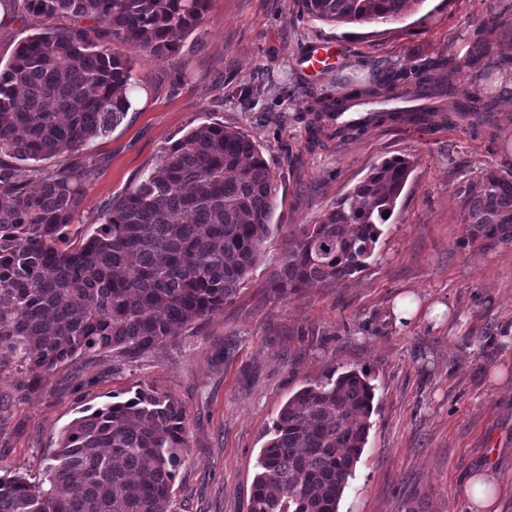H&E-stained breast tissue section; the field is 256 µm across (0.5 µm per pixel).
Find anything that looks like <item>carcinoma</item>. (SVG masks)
Listing matches in <instances>:
<instances>
[{
	"label": "carcinoma",
	"instance_id": "carcinoma-1",
	"mask_svg": "<svg viewBox=\"0 0 512 512\" xmlns=\"http://www.w3.org/2000/svg\"><path fill=\"white\" fill-rule=\"evenodd\" d=\"M27 2L40 23L72 17L107 25L44 28L0 66V361L19 358L32 389L77 356L151 352L173 339V329L223 311L279 225L278 183L259 145L209 122L164 148L154 170L101 212L97 231L71 247L67 230L82 210L87 169L62 163L29 189L16 180L17 164L76 152L111 133L131 108L132 65L122 47L160 58L179 53L210 0ZM300 2L313 20L359 27L398 22L425 0ZM454 70L447 59L432 62L416 74L425 103L378 111L333 135L356 137L418 111L435 119ZM387 79V98H403L408 77L392 71ZM364 97L376 92L311 95V133ZM478 102L460 101L456 116L487 122L494 102ZM412 171L409 159L384 160L318 223L297 225L266 290L284 297L364 271ZM458 195L467 242L512 246V169L487 170ZM374 396L367 376L351 370L289 398L261 450L250 512H339ZM184 420L176 401L149 388L83 412L47 455L40 481L0 475V512H172Z\"/></svg>",
	"mask_w": 512,
	"mask_h": 512
}]
</instances>
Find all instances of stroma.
<instances>
[{
  "instance_id": "stroma-1",
  "label": "stroma",
  "mask_w": 512,
  "mask_h": 512,
  "mask_svg": "<svg viewBox=\"0 0 512 512\" xmlns=\"http://www.w3.org/2000/svg\"><path fill=\"white\" fill-rule=\"evenodd\" d=\"M497 17L485 35L488 17ZM26 0H0V61L34 33ZM491 38V67L463 66L469 45ZM317 41L340 45L331 70L306 76L300 58ZM136 85L123 122L62 160H86L80 237L98 215L154 168L189 129L219 121L260 145L278 183L280 227L238 297L155 351L80 356L49 383L23 390L26 369L0 363V475L38 481L60 432L80 410L149 387L185 411L186 444L175 512H248L257 460L280 409L301 388L356 369L375 397L368 441L341 512H470L463 488L489 470L503 483L499 512H512V247L465 244L458 191L486 170L512 168V0H425L395 24L335 27L304 15L299 0H210L182 51L158 58L128 46ZM459 68L443 100L492 91L495 125L439 124L432 132L383 125L339 140L330 126L310 136L309 92L344 95L382 87L387 69L414 73L432 59ZM260 88L243 103L231 91ZM394 157L415 168L367 268L338 285L277 299L263 286L283 239L316 223ZM449 306L442 323L397 324L395 299Z\"/></svg>"
}]
</instances>
